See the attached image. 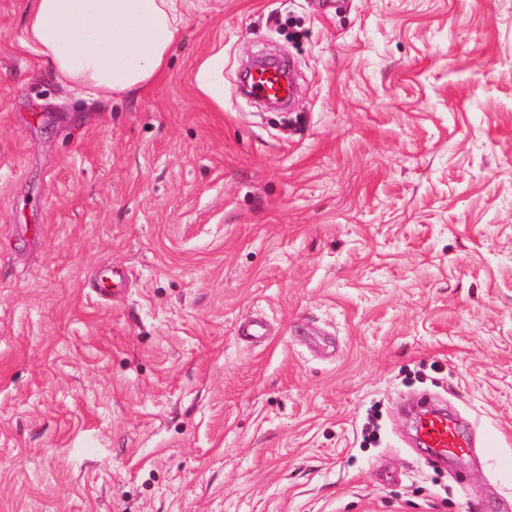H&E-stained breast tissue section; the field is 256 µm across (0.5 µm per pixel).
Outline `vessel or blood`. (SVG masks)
<instances>
[{
	"instance_id": "1",
	"label": "vessel or blood",
	"mask_w": 512,
	"mask_h": 512,
	"mask_svg": "<svg viewBox=\"0 0 512 512\" xmlns=\"http://www.w3.org/2000/svg\"><path fill=\"white\" fill-rule=\"evenodd\" d=\"M281 90L282 81L278 72L263 73L252 80V92L255 96L273 97ZM414 431L419 446L425 448L429 457L437 461L466 454L471 448V443L463 435L457 420L445 411L429 405L419 411Z\"/></svg>"
}]
</instances>
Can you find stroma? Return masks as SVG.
I'll return each instance as SVG.
<instances>
[{"label": "stroma", "mask_w": 512, "mask_h": 512, "mask_svg": "<svg viewBox=\"0 0 512 512\" xmlns=\"http://www.w3.org/2000/svg\"><path fill=\"white\" fill-rule=\"evenodd\" d=\"M28 5L0 0V512H512V0H205L94 100L22 48ZM262 54L288 111L242 91ZM422 393L474 443L445 468Z\"/></svg>", "instance_id": "obj_1"}]
</instances>
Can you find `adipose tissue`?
<instances>
[{
	"label": "adipose tissue",
	"mask_w": 512,
	"mask_h": 512,
	"mask_svg": "<svg viewBox=\"0 0 512 512\" xmlns=\"http://www.w3.org/2000/svg\"><path fill=\"white\" fill-rule=\"evenodd\" d=\"M190 6L191 0H31L23 45L77 96L133 93L160 74Z\"/></svg>",
	"instance_id": "ef3b65f1"
}]
</instances>
